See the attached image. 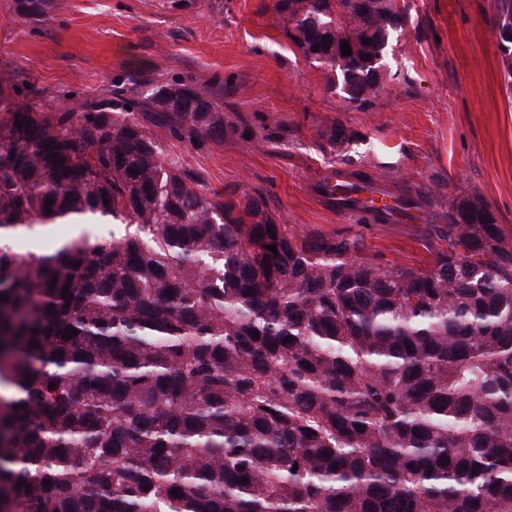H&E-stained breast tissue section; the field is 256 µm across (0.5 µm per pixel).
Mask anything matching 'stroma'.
<instances>
[{"mask_svg":"<svg viewBox=\"0 0 512 512\" xmlns=\"http://www.w3.org/2000/svg\"><path fill=\"white\" fill-rule=\"evenodd\" d=\"M12 3L0 0V87L81 94L138 70L223 80L224 114L247 120L254 145L230 133L205 152L165 145L214 189L262 196L289 232L353 239L376 266L427 271L448 246L449 204L468 193L512 247V78L491 26L496 0H396L406 30L389 42L366 109L340 105L327 69L287 38L275 0H57L45 24L13 20ZM335 120L352 136L341 150L322 135ZM355 170L427 197L428 221L337 212L321 183Z\"/></svg>","mask_w":512,"mask_h":512,"instance_id":"obj_1","label":"stroma"}]
</instances>
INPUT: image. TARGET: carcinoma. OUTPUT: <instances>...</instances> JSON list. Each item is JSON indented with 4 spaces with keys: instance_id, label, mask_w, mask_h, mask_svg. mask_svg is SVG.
I'll list each match as a JSON object with an SVG mask.
<instances>
[{
    "instance_id": "obj_1",
    "label": "carcinoma",
    "mask_w": 512,
    "mask_h": 512,
    "mask_svg": "<svg viewBox=\"0 0 512 512\" xmlns=\"http://www.w3.org/2000/svg\"><path fill=\"white\" fill-rule=\"evenodd\" d=\"M274 8L345 105H374L395 0ZM12 10L43 24L56 0ZM493 27L512 76V0ZM3 101L0 512H512V250L480 198L448 208L434 268H380L167 150L224 142L219 79ZM336 175L334 195L375 192ZM55 224L84 230L23 250Z\"/></svg>"
}]
</instances>
